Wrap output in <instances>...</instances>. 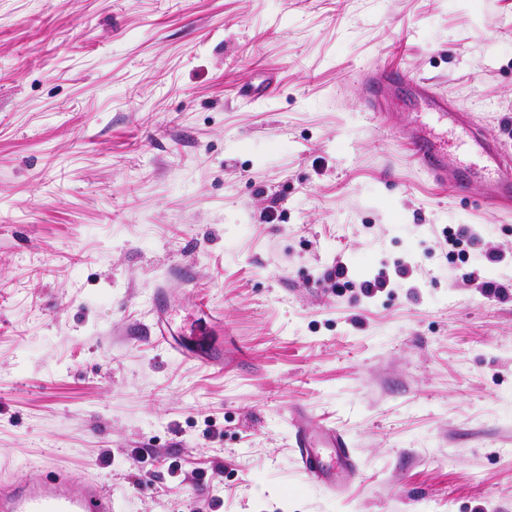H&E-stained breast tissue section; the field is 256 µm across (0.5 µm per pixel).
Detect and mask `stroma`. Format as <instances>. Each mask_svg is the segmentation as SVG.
Returning a JSON list of instances; mask_svg holds the SVG:
<instances>
[{"mask_svg": "<svg viewBox=\"0 0 512 512\" xmlns=\"http://www.w3.org/2000/svg\"><path fill=\"white\" fill-rule=\"evenodd\" d=\"M375 64L512 153V0H0V477L53 462L115 512H512V294L482 288L512 286V209L413 165ZM158 287L215 311L224 366L154 342ZM293 408L346 432L343 491L297 470Z\"/></svg>", "mask_w": 512, "mask_h": 512, "instance_id": "1", "label": "stroma"}]
</instances>
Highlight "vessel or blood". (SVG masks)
<instances>
[{"label":"vessel or blood","mask_w":512,"mask_h":512,"mask_svg":"<svg viewBox=\"0 0 512 512\" xmlns=\"http://www.w3.org/2000/svg\"><path fill=\"white\" fill-rule=\"evenodd\" d=\"M366 88L364 107L379 126L387 124V107L396 85L409 87L412 95L427 110L431 124L457 130L470 152L478 158V167L448 168L445 144L432 133L430 126L419 125L401 131L400 137L409 145L419 169L439 184L452 185L465 192L471 181L485 184L484 198L491 205L512 202V163L508 162L499 144L486 136L471 113L460 109L448 93L433 89L428 80L375 67L363 77ZM154 336L157 342L170 341L168 304L163 293H156ZM291 445L295 461L310 481L335 487L337 480H353L359 467L346 434L328 424L315 423L300 411L289 414ZM330 449V457H322V449ZM0 512H113L112 496L96 480L74 475L54 465L44 478L30 480L10 477L0 480Z\"/></svg>","instance_id":"1"}]
</instances>
